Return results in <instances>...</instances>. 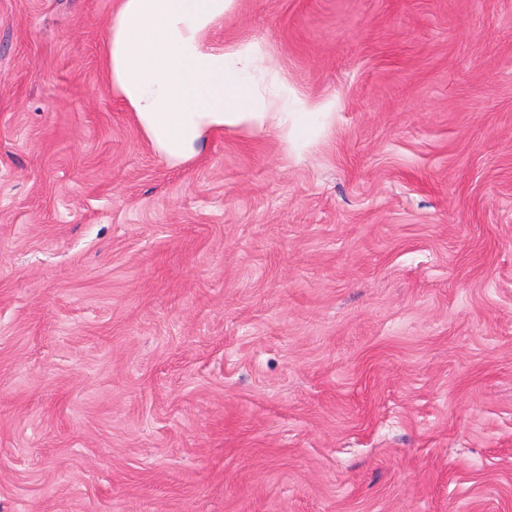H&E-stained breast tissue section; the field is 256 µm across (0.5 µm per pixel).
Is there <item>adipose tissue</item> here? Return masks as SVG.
I'll return each mask as SVG.
<instances>
[{
	"label": "adipose tissue",
	"mask_w": 512,
	"mask_h": 512,
	"mask_svg": "<svg viewBox=\"0 0 512 512\" xmlns=\"http://www.w3.org/2000/svg\"><path fill=\"white\" fill-rule=\"evenodd\" d=\"M235 0H119L103 40L106 75L153 149L170 164L191 159L215 131L275 134L298 146L323 112H292L288 89L253 85L260 48L227 49L207 36Z\"/></svg>",
	"instance_id": "obj_1"
}]
</instances>
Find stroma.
I'll return each mask as SVG.
<instances>
[{
	"instance_id": "35a3bbf8",
	"label": "stroma",
	"mask_w": 512,
	"mask_h": 512,
	"mask_svg": "<svg viewBox=\"0 0 512 512\" xmlns=\"http://www.w3.org/2000/svg\"><path fill=\"white\" fill-rule=\"evenodd\" d=\"M116 0H0V512H512V0H238L332 119L169 164Z\"/></svg>"
}]
</instances>
